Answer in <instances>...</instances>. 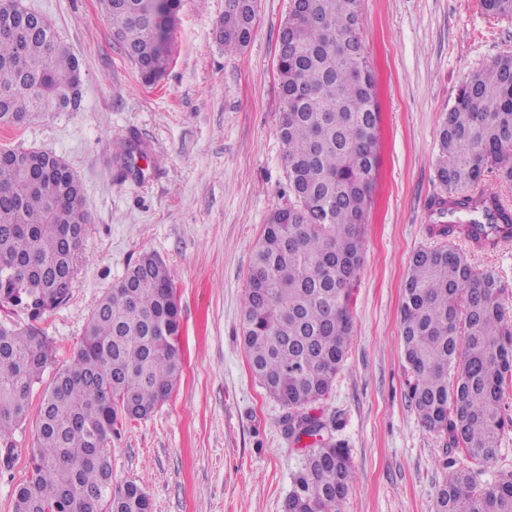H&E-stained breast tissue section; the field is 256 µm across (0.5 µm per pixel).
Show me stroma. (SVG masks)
Here are the masks:
<instances>
[{
	"label": "stroma",
	"mask_w": 512,
	"mask_h": 512,
	"mask_svg": "<svg viewBox=\"0 0 512 512\" xmlns=\"http://www.w3.org/2000/svg\"><path fill=\"white\" fill-rule=\"evenodd\" d=\"M49 19L81 70L80 105L13 129L0 148L54 152L83 187L89 224L68 301L37 322L65 366L103 292L141 253L169 265L181 308L182 374L148 418L119 420L112 472L142 486L153 512H283L308 440L250 371L242 309L253 249L268 215L288 202L277 135V37L289 0H256L250 42L225 54L217 23L227 0H181L162 78L141 81L113 40L99 0H24ZM382 122L380 167L350 307L352 341L313 409L335 422L358 482L344 512H436L448 464L469 460L427 429L408 396L400 308L414 253L436 245L428 204L439 128L462 83L512 55V16L479 0H360ZM136 133L144 152L122 173L112 143ZM475 271L499 272L512 312V248L470 249ZM34 420L0 464V512L28 476Z\"/></svg>",
	"instance_id": "1"
}]
</instances>
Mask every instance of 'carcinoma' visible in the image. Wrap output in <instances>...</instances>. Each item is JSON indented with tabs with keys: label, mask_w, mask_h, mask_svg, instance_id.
<instances>
[{
	"label": "carcinoma",
	"mask_w": 512,
	"mask_h": 512,
	"mask_svg": "<svg viewBox=\"0 0 512 512\" xmlns=\"http://www.w3.org/2000/svg\"><path fill=\"white\" fill-rule=\"evenodd\" d=\"M115 40L145 83L170 55L165 13L151 0H100ZM512 15V0H483ZM255 8L233 0L220 20L224 52L248 43ZM358 0H304L279 31L281 99L277 135L288 171L286 206L264 224L249 267L242 314L248 364L288 409V437L315 438L298 490L284 512H343L357 475L344 442L309 413L342 366L352 337V289L362 267L364 226L378 169L380 110L360 37ZM77 58L47 21L0 34V127L76 105ZM131 168L135 135L113 142ZM0 161V266L23 263L19 282L0 277V448L10 460L15 432L53 358L34 325L66 302L88 224L82 186L47 150L12 149ZM512 182V56L498 57L459 89L439 132L431 233L496 250L512 242V206L477 188L490 173ZM497 274L476 273L450 245L417 251L408 266L400 335L411 373L409 396L425 427L448 435L472 466H448L437 512H512V474L482 482L497 457L502 407L512 382V320ZM22 311L27 320L14 318ZM178 299L166 262L144 253L107 289L70 362L45 388L27 481L14 512H152L143 487L116 483L110 461L118 417L150 416L182 374Z\"/></svg>",
	"instance_id": "cac0c4a2"
}]
</instances>
